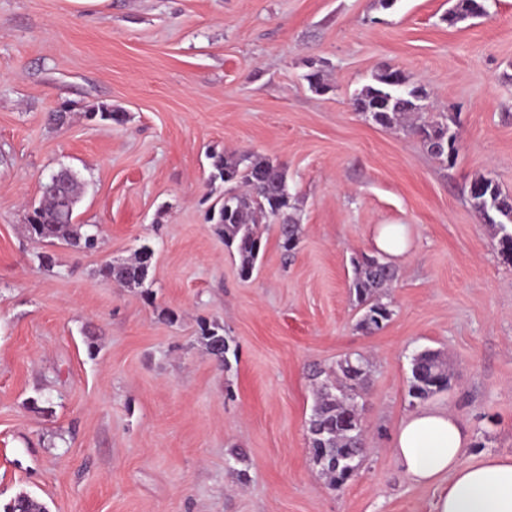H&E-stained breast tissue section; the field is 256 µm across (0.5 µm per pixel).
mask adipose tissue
Segmentation results:
<instances>
[{"mask_svg":"<svg viewBox=\"0 0 512 512\" xmlns=\"http://www.w3.org/2000/svg\"><path fill=\"white\" fill-rule=\"evenodd\" d=\"M468 427L447 407L404 415L391 454L411 482L434 486V512H512V456L469 461Z\"/></svg>","mask_w":512,"mask_h":512,"instance_id":"1","label":"adipose tissue"}]
</instances>
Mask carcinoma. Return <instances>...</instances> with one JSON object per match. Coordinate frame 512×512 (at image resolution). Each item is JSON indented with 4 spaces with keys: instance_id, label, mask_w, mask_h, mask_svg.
<instances>
[{
    "instance_id": "obj_1",
    "label": "carcinoma",
    "mask_w": 512,
    "mask_h": 512,
    "mask_svg": "<svg viewBox=\"0 0 512 512\" xmlns=\"http://www.w3.org/2000/svg\"><path fill=\"white\" fill-rule=\"evenodd\" d=\"M445 20L451 24L487 15L488 0H451ZM310 90L324 94L330 85L324 82L321 67L313 61L303 75ZM425 87L415 85L399 69L379 66L371 82L356 90L352 104L368 114L384 128L403 126L418 136L435 158L450 165L459 155V135L452 128L456 120L443 113L430 119ZM208 184L224 185V197L207 212L208 222L224 237V245L235 250L239 258L240 276L248 279L256 268L261 250L257 225L273 222L279 226L281 248L288 254L296 247L301 227L296 218V197L288 184V172L277 160L261 153H209ZM60 194L42 189V198L26 216L29 236L38 241H64L74 247L92 249L97 236L85 225L73 222L71 208L76 206L82 183L68 169L61 170ZM472 208L485 223L495 227L499 235L500 255L512 263V195L505 193L491 177L481 175L468 189ZM351 288L357 306L363 313L357 327L367 333L381 330L391 317L388 304L382 302L387 290L397 281L398 273L390 263L376 257L363 256L353 261ZM102 277L120 284L141 286L147 279L142 260L122 264L120 268L105 265ZM200 335L207 351L220 363L228 364L231 346L224 339V326L216 321L200 323ZM368 377V362L361 355L347 356L337 362L334 379H327L316 389L315 402L308 422L310 454L313 462L334 487L348 483L356 474L364 451L360 407L356 398ZM448 370L439 355L431 350L416 354L411 363L409 395L426 400L448 389ZM347 457L349 464L336 467V459ZM3 512H46L27 494L21 493L4 505Z\"/></svg>"
}]
</instances>
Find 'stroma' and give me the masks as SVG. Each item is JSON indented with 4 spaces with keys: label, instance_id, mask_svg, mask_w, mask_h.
Listing matches in <instances>:
<instances>
[{
    "label": "stroma",
    "instance_id": "stroma-1",
    "mask_svg": "<svg viewBox=\"0 0 512 512\" xmlns=\"http://www.w3.org/2000/svg\"><path fill=\"white\" fill-rule=\"evenodd\" d=\"M448 7L0 0V506L25 492L48 512H433L434 488L390 452L423 350L448 367L432 401L467 425L468 459L512 456V264L467 200L479 174L512 193V0L457 25ZM311 60L332 92L309 90ZM383 64L456 115L455 164L352 111ZM102 103L123 122L88 118ZM213 149L277 159L297 197L296 250L262 225L247 280L205 220ZM62 167L84 183L75 220L96 249L26 232ZM381 224L405 225L410 247L389 322L365 333L351 259ZM145 242L149 289L100 275ZM203 319L223 325L229 366ZM357 354L364 460L334 488L308 452L313 375ZM200 335L207 351L222 365L228 366V354L231 351V346L224 339V327L216 321L202 320Z\"/></svg>",
    "mask_w": 512,
    "mask_h": 512
}]
</instances>
